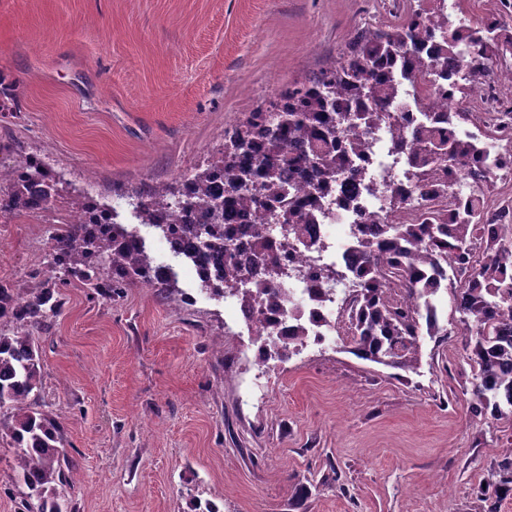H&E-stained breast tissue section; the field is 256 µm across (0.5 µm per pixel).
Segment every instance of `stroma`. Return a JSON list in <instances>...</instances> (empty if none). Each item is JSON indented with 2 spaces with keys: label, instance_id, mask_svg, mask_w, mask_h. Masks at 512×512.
<instances>
[{
  "label": "stroma",
  "instance_id": "stroma-1",
  "mask_svg": "<svg viewBox=\"0 0 512 512\" xmlns=\"http://www.w3.org/2000/svg\"><path fill=\"white\" fill-rule=\"evenodd\" d=\"M437 0H0V81L19 114L8 142L44 160L58 192L43 209L0 216V281L34 292L49 274L50 229L77 197L112 209L158 262L178 265L126 195L181 184L219 158L224 129L308 81L363 28ZM181 306L141 285L106 299L56 290L35 335L33 408L63 424L76 463L59 499L73 512H512L498 466L512 415L476 410L458 335L421 340L416 371L333 344L275 374L269 400L245 401L246 342L224 334V301ZM17 450L0 434V512H22Z\"/></svg>",
  "mask_w": 512,
  "mask_h": 512
}]
</instances>
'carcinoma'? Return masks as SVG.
Returning <instances> with one entry per match:
<instances>
[{
	"mask_svg": "<svg viewBox=\"0 0 512 512\" xmlns=\"http://www.w3.org/2000/svg\"><path fill=\"white\" fill-rule=\"evenodd\" d=\"M414 16L410 13L388 29L356 31L349 50L317 75L288 87L277 102L257 108L224 130L221 159L196 170L182 187L160 185L134 195L141 222L165 237L179 234L191 244L203 243L221 267L236 262L224 248V238L229 236L224 225L236 219L237 205L252 190L259 189L265 199L279 205L288 233L296 232L298 224L309 223V200L294 193L292 177L305 169L322 185L345 174L350 157L340 144V119L355 115L359 125L373 130L398 123L390 110L396 95L390 69L405 63L406 78L413 82L415 67L437 70L451 62L462 63L473 69L477 85L484 78L481 55L503 50L498 40L476 37L469 26H452L444 13L427 14L425 24L416 23ZM428 43L431 53L423 58L419 53ZM392 146L407 154L409 165L421 177L438 160L465 169L477 154L470 140L437 135L423 125L415 128L409 140L394 136ZM218 176L224 180V203L208 206L204 223L196 224L189 217L174 229L173 206L183 203L191 208V203L183 202L191 193L198 202H207ZM55 186V176L39 159L15 161L11 170L0 174V214L35 211L50 201ZM104 223L107 227L97 231L77 217L51 236V268L60 276L44 279L37 293L24 297L0 283V319L12 324L10 333L0 332V410H10L7 419L0 418V431L7 430L18 450L19 476L37 499L36 512H71L69 504L53 495V483L65 480L66 471L75 468L58 447L63 442L61 423L28 403L41 381L33 336L48 328L60 309L59 301L53 299L55 289L79 283L110 299L125 288L144 284L158 285L170 295L181 294L177 280L152 275L155 258L113 215H107ZM393 229L385 242L357 241L363 286L354 300L350 352L362 360L413 371L419 361L421 332L431 337L441 333L436 302L445 272L438 258L452 249L459 265L469 264L467 241L475 228L462 220L458 224H395ZM251 249L265 278L254 280L244 291L224 278V288L246 306L263 296L275 307L272 288L284 268L269 253L264 235L254 237ZM506 264H512L507 230L464 279L457 304L475 369L472 395L480 411L489 410L493 417L512 408V288L505 286ZM389 278L401 281L415 296L414 307L387 301Z\"/></svg>",
	"mask_w": 512,
	"mask_h": 512,
	"instance_id": "obj_1",
	"label": "carcinoma"
}]
</instances>
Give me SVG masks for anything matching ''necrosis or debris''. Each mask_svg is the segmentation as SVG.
Wrapping results in <instances>:
<instances>
[{"label": "necrosis or debris", "mask_w": 512, "mask_h": 512, "mask_svg": "<svg viewBox=\"0 0 512 512\" xmlns=\"http://www.w3.org/2000/svg\"><path fill=\"white\" fill-rule=\"evenodd\" d=\"M468 84L463 67L439 74L422 68L415 83L400 85L392 105L401 134L425 124L438 133L473 141L479 155L466 174L447 171L439 164L430 180H421L403 156L392 153L390 131H358L354 174L322 187L303 175L294 178L295 193L314 202V221L306 225L300 242L280 256L286 270L278 280L280 311L248 316L235 296H225L226 335H234L241 327L249 335L278 341L299 334L305 349L345 335L349 302L362 282L356 238L384 235L383 226L370 223V216L385 217L392 224H419L432 212L443 218L460 216L477 195L483 208L474 217L478 230L472 244L480 252L499 237L502 225H512V74L491 62L475 93H467ZM258 229L274 248L288 231L287 225L272 222L268 205L256 192L239 222L229 228L230 250L250 244ZM325 266L337 271L338 279L320 294L310 288L307 276Z\"/></svg>", "instance_id": "4bbe7bcc"}]
</instances>
